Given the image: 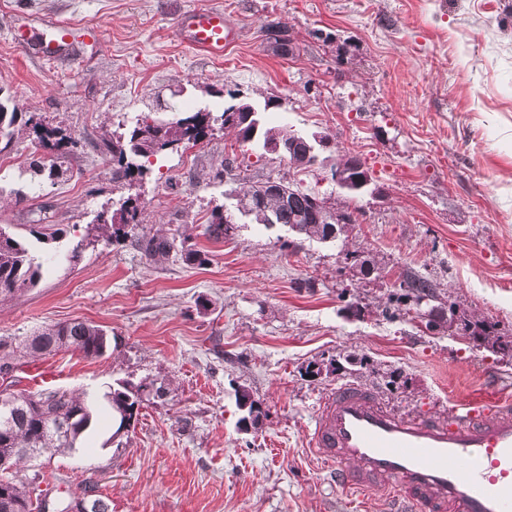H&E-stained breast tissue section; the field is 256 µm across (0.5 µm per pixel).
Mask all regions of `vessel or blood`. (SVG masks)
<instances>
[{"label": "vessel or blood", "instance_id": "vessel-or-blood-1", "mask_svg": "<svg viewBox=\"0 0 512 512\" xmlns=\"http://www.w3.org/2000/svg\"><path fill=\"white\" fill-rule=\"evenodd\" d=\"M47 57L60 54L68 24L47 25ZM178 34L193 50L223 58L236 35L219 9L185 14ZM308 444L337 487L395 502L400 512H512V398L473 394L448 406V418L406 416L354 383L322 401Z\"/></svg>", "mask_w": 512, "mask_h": 512}]
</instances>
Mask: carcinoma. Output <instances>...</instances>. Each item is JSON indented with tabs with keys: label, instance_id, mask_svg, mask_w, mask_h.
Listing matches in <instances>:
<instances>
[{
	"label": "carcinoma",
	"instance_id": "carcinoma-1",
	"mask_svg": "<svg viewBox=\"0 0 512 512\" xmlns=\"http://www.w3.org/2000/svg\"><path fill=\"white\" fill-rule=\"evenodd\" d=\"M0 142L4 146L0 153L11 148L15 135L16 112L8 111L6 104L0 101ZM227 130L234 128L237 137L244 143L266 147L273 141L286 143L288 164L302 171L317 162L318 154L312 151L308 136L287 127H267L256 117L243 126L224 122V116H213L210 112H194L172 121L146 122L136 126L127 142L114 138L103 144L104 150L112 152L117 159V167L112 169V181L122 182L137 175L144 177L150 171V158L167 150L181 146H195L214 131L215 123ZM33 135L44 149L42 154L29 157L28 168L35 175L54 179L66 163L69 154V140L58 130L38 121L28 119ZM229 176L237 184L234 192L240 196L243 206L255 211L254 221L266 228L276 225L286 226L297 235L320 242L336 241L332 234L345 228L343 224H323L312 217L317 202L334 208L330 198L319 191L304 187L299 183L278 181V190L264 191L256 198L258 190L254 184L246 181L241 174L234 173L233 162L225 160L218 176ZM141 210L137 202L127 198L121 208L111 216H100V224L111 225L112 235L119 236L125 227L138 224ZM231 225L224 223V215L212 213V219L206 228V234L216 240L228 235ZM143 252L151 257H167L175 248V238L152 235L138 240ZM42 263L32 255L17 236L0 226V301L24 293L35 286L41 276ZM434 285L426 277L414 275L406 277L400 284V291L388 297V304L413 302L415 305L434 297ZM480 335L491 347L503 353H512V336L498 334L496 325H479ZM111 348L106 331L87 320H74L46 326L19 340L9 351L16 368L24 364L61 352L76 353L84 358L95 359L103 356ZM152 393L146 384L135 385L128 381H119L103 398L112 410L116 429L112 438H120L123 427H135L140 411L137 407ZM8 403H0V462L6 461L10 472H0V512H42L41 500H33L28 478L23 476L28 460L21 451L24 448H43L45 455L53 457L74 450L77 440L85 433L92 421L93 401L87 393H75L68 390H50L26 392L9 390ZM238 408L244 409L251 424L259 422L262 415L261 403L255 400L249 390L237 391ZM74 420L77 428L71 437L57 435L60 424ZM50 512H112L109 503L94 489L81 499L58 500Z\"/></svg>",
	"mask_w": 512,
	"mask_h": 512
}]
</instances>
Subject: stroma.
I'll return each mask as SVG.
<instances>
[{"instance_id":"stroma-1","label":"stroma","mask_w":512,"mask_h":512,"mask_svg":"<svg viewBox=\"0 0 512 512\" xmlns=\"http://www.w3.org/2000/svg\"><path fill=\"white\" fill-rule=\"evenodd\" d=\"M198 8L223 10L238 36L223 60L177 38L179 19ZM52 20L96 35L45 57L34 34ZM271 24L293 54L268 42ZM0 93L73 144L63 174L34 192L33 137L0 153V225L60 257L0 302V339L85 319L117 342L97 359L61 353L18 374L19 388L96 400L76 449L40 471L51 498H80L93 484L112 512H379L372 496L336 489L306 445L328 393L354 382L398 412L444 419L451 400L489 382L512 387V356L457 328L466 319L512 336V0H0ZM234 97L264 108L269 124L331 139L303 179L354 212L341 240L241 215L229 236L209 238L233 187L213 178L222 160L254 182L296 174L232 131L113 182L104 133L129 134L144 113L218 114ZM346 154L372 178L357 197L330 179ZM129 197L145 217L139 232L164 228L208 263L178 252L150 260L130 236L67 260L98 215ZM42 209L50 222L38 240L25 221ZM343 248L373 263L370 279ZM413 274L438 287L430 319L386 310ZM311 362L336 369L312 378ZM120 380L165 394L116 445L101 396ZM241 387L265 410L247 430Z\"/></svg>"}]
</instances>
